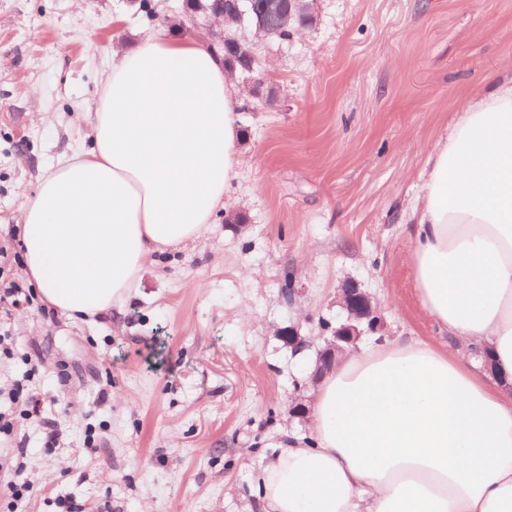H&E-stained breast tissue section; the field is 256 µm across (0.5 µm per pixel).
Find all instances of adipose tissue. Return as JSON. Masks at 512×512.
I'll list each match as a JSON object with an SVG mask.
<instances>
[{"instance_id": "ef3b65f1", "label": "adipose tissue", "mask_w": 512, "mask_h": 512, "mask_svg": "<svg viewBox=\"0 0 512 512\" xmlns=\"http://www.w3.org/2000/svg\"><path fill=\"white\" fill-rule=\"evenodd\" d=\"M456 114L410 208L415 289L448 335L349 348L315 384L312 443L264 469L260 512H512V78ZM241 93L217 45L160 30L116 54L93 144L22 202L41 301L125 302L198 238L240 174Z\"/></svg>"}]
</instances>
